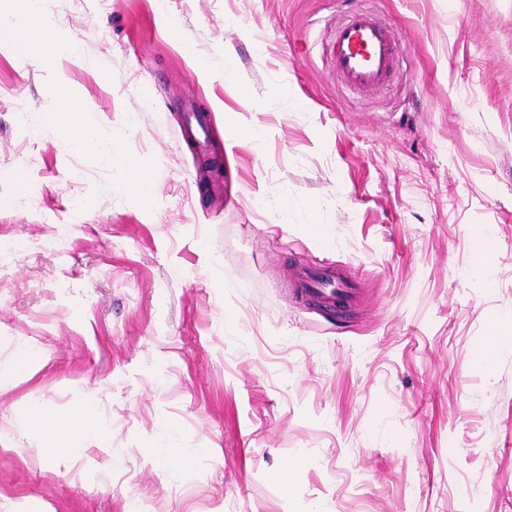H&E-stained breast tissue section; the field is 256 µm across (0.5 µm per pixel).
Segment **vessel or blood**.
<instances>
[{
  "mask_svg": "<svg viewBox=\"0 0 512 512\" xmlns=\"http://www.w3.org/2000/svg\"><path fill=\"white\" fill-rule=\"evenodd\" d=\"M401 49L395 36L382 28L373 16L354 12L335 32L330 44L332 64L346 86L364 91L384 85L390 78ZM295 292L304 303L325 309L350 300L351 291L338 279L304 267L294 271Z\"/></svg>",
  "mask_w": 512,
  "mask_h": 512,
  "instance_id": "obj_1",
  "label": "vessel or blood"
}]
</instances>
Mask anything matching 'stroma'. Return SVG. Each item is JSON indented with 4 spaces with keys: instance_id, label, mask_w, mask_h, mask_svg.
<instances>
[{
    "instance_id": "35a3bbf8",
    "label": "stroma",
    "mask_w": 512,
    "mask_h": 512,
    "mask_svg": "<svg viewBox=\"0 0 512 512\" xmlns=\"http://www.w3.org/2000/svg\"><path fill=\"white\" fill-rule=\"evenodd\" d=\"M352 6L46 0L80 59L0 46V512H512V346L477 356L512 312V0H372L409 52L368 91L328 54ZM57 79L111 161L43 132ZM294 283L297 297L309 305L340 309L351 299V288H346L342 279H326L324 272L298 267L294 271ZM341 300L344 305L339 306ZM15 362L22 367L27 378H32L46 364L43 350L28 342H20L15 352ZM71 426V418L67 415H60L54 421L55 433L50 435L42 443V454L45 456L65 454L69 452V448L58 444V435L64 433Z\"/></svg>"
}]
</instances>
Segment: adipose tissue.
Listing matches in <instances>:
<instances>
[{
	"label": "adipose tissue",
	"mask_w": 512,
	"mask_h": 512,
	"mask_svg": "<svg viewBox=\"0 0 512 512\" xmlns=\"http://www.w3.org/2000/svg\"><path fill=\"white\" fill-rule=\"evenodd\" d=\"M1 43L10 46L14 53L48 67L62 58L81 53L74 38L53 30L45 11V0H23L21 15H0ZM50 93L56 100V108L44 118L47 130L66 139L75 151L111 159V136L83 121L81 106L73 102L61 86H51Z\"/></svg>",
	"instance_id": "obj_1"
}]
</instances>
